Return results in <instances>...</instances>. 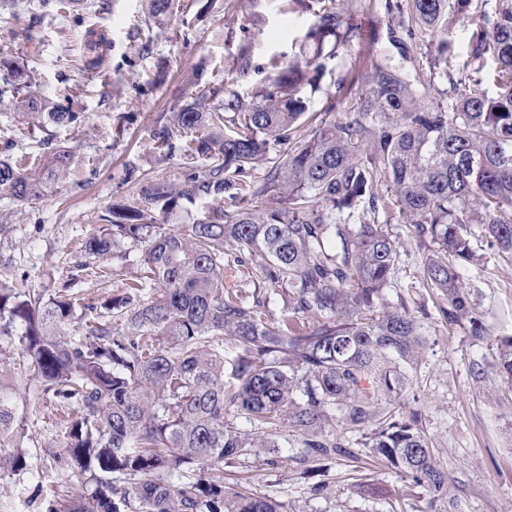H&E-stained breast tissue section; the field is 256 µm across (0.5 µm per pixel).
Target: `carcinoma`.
I'll use <instances>...</instances> for the list:
<instances>
[{
    "mask_svg": "<svg viewBox=\"0 0 512 512\" xmlns=\"http://www.w3.org/2000/svg\"><path fill=\"white\" fill-rule=\"evenodd\" d=\"M158 22L177 0H147ZM389 34L406 64L373 56L360 76L343 78L327 121L309 113L304 86H319L320 60L356 37L353 16L366 0H310L316 17L299 54L249 96L206 82L178 102L158 128V148L191 137L181 150L207 162L173 187L141 186L111 210L112 237L86 243L99 256L110 239L142 245L140 279L101 303L85 340L62 335L73 308L65 297L0 285V329L19 323L25 352L45 391L67 409L59 459L79 483L66 512H286L272 499L224 486V462L262 448L276 463L268 432L286 423L304 435L299 461L350 454L324 425L340 418L369 425L365 446L431 494V505L458 512L448 473L412 411L391 405L401 365L422 347L406 308L379 312L392 287L399 251L379 222L396 212L436 249L425 258L426 283L448 295L443 318L482 337L486 328L460 279L476 263L481 235L512 257V0H381ZM467 23L470 52L448 70L457 26ZM495 90L484 86L487 59ZM12 73L16 110L74 123L76 112L45 110L22 65ZM229 71L253 68L246 47ZM448 87L431 96L436 79ZM310 134L294 139L301 124ZM288 145L269 159L270 145ZM69 153L47 164L66 170ZM268 161L263 175L258 166ZM44 181L0 157V193L39 200ZM228 198L202 220L171 229L157 211L196 198ZM289 313L266 315L268 292ZM500 373L512 379V336L498 341ZM230 367L233 382H224ZM237 408L257 435L226 420ZM128 479L125 485L113 475Z\"/></svg>",
    "mask_w": 512,
    "mask_h": 512,
    "instance_id": "cac0c4a2",
    "label": "carcinoma"
}]
</instances>
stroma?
Segmentation results:
<instances>
[{"label":"stroma","mask_w":512,"mask_h":512,"mask_svg":"<svg viewBox=\"0 0 512 512\" xmlns=\"http://www.w3.org/2000/svg\"><path fill=\"white\" fill-rule=\"evenodd\" d=\"M109 3L107 13L94 14L83 0L66 10L56 0H0V55L32 68L51 105L80 115L72 125L43 123L0 101V152L21 168L38 174L53 149L71 154L65 175L48 181L41 199L22 205L0 194V282L71 298L64 328L71 337L85 335L91 308L140 275V245L120 240L98 258L84 251L88 239L108 233L110 208L135 197L143 179L178 185L204 169L180 148L161 149L153 140L170 108L196 92L193 73L253 92L262 74L298 53L314 21L296 0H189L151 25L142 0ZM357 23L377 27V43L356 39L324 59L311 111L324 112L327 92L340 77L365 70L371 55H396L384 16ZM243 44L256 67L245 76L227 65ZM386 221L400 252L386 307L408 308L423 334L417 362L402 374L397 410L420 411L459 512H512V383L496 367L499 338L512 336V259L475 239L480 260L461 275L487 328L476 338L444 320L447 295L423 279L427 243L398 214ZM22 349L19 332L0 333V402L13 414L4 448L27 462L0 472V512H46L79 487L48 454L64 432L61 407L20 366ZM328 429L351 453L317 474L295 462L302 437L283 427L275 435L278 464L263 453L225 462V485L281 502L287 512H424L427 488L369 459L367 428L334 420Z\"/></svg>","instance_id":"1"}]
</instances>
